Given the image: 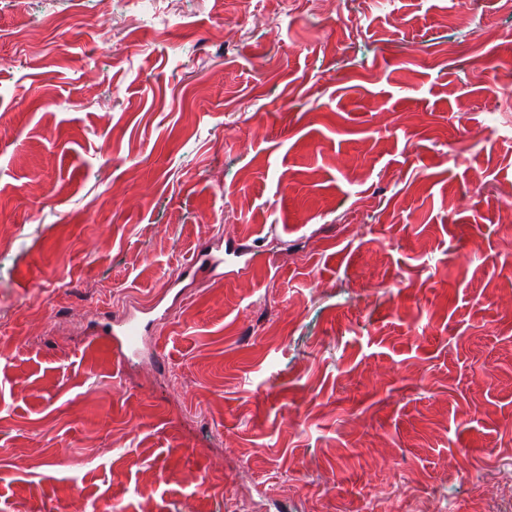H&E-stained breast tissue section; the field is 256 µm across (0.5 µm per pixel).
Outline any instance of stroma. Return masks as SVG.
Segmentation results:
<instances>
[{
    "instance_id": "stroma-1",
    "label": "stroma",
    "mask_w": 512,
    "mask_h": 512,
    "mask_svg": "<svg viewBox=\"0 0 512 512\" xmlns=\"http://www.w3.org/2000/svg\"><path fill=\"white\" fill-rule=\"evenodd\" d=\"M99 7L0 0V512H512V14Z\"/></svg>"
}]
</instances>
